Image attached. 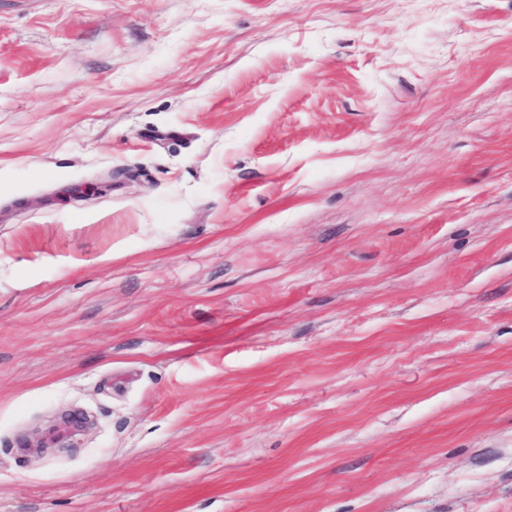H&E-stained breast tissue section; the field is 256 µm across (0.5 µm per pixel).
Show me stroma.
Instances as JSON below:
<instances>
[{"instance_id":"35a3bbf8","label":"stroma","mask_w":512,"mask_h":512,"mask_svg":"<svg viewBox=\"0 0 512 512\" xmlns=\"http://www.w3.org/2000/svg\"><path fill=\"white\" fill-rule=\"evenodd\" d=\"M0 512H512V0H0Z\"/></svg>"}]
</instances>
